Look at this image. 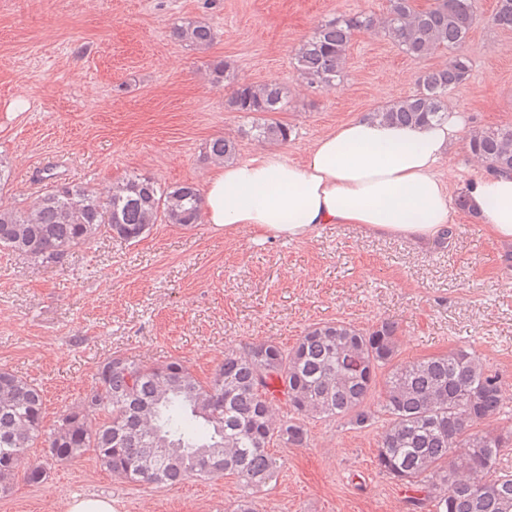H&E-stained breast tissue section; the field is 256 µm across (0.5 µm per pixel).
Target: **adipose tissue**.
<instances>
[{
	"label": "adipose tissue",
	"mask_w": 512,
	"mask_h": 512,
	"mask_svg": "<svg viewBox=\"0 0 512 512\" xmlns=\"http://www.w3.org/2000/svg\"><path fill=\"white\" fill-rule=\"evenodd\" d=\"M462 123L359 118L317 139L302 161L270 152L226 164L203 192L206 223L260 238L303 239L322 224H359L376 236L428 242L455 216L439 166ZM492 239L512 243V175L483 173L464 188Z\"/></svg>",
	"instance_id": "1"
}]
</instances>
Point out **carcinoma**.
Here are the masks:
<instances>
[{
	"mask_svg": "<svg viewBox=\"0 0 512 512\" xmlns=\"http://www.w3.org/2000/svg\"><path fill=\"white\" fill-rule=\"evenodd\" d=\"M476 19V0H435L428 9L417 8L414 0H389L381 28L402 53L414 61L442 49L452 55L446 65L421 72L410 95L369 117L399 125L448 119V91L471 72L459 48ZM376 23L358 12L322 21L295 54L307 86L336 89L355 34ZM488 24L511 30L512 0H499ZM172 35L197 49L215 38L202 22L176 24ZM210 77L218 87H232L228 109L258 115L242 135L270 145L288 142L293 128L272 118L288 109L285 86L241 84L222 60L210 66ZM467 146L487 173L512 171L511 124L472 129ZM206 154L232 163L237 140L215 137ZM201 214L202 193L193 183L163 186L134 172L91 188L51 177L25 208L0 202V251L58 263L99 234L137 242L159 222L193 227ZM398 346L399 325L390 319L368 329L342 320L321 322L290 349L260 340L226 351L205 382L180 359L148 362L115 353L48 433L41 388L0 369V492L10 490L21 468L27 482L39 484L48 465L92 448L106 470L133 483L170 486L235 475L244 493L234 512H255L256 494L282 467L270 446L307 444L308 420L347 417L361 428L381 413L386 419L377 466L414 492L406 500L408 512H512V471L501 467L512 450V430L490 427L512 400L505 382L471 347L399 363ZM281 403L287 413L278 418ZM41 439L44 461L27 463V450Z\"/></svg>",
	"mask_w": 512,
	"mask_h": 512,
	"instance_id": "1",
	"label": "carcinoma"
}]
</instances>
